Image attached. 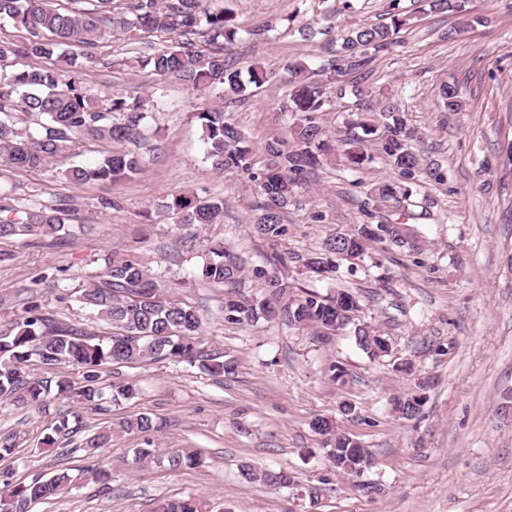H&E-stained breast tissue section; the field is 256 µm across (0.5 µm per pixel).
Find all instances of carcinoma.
<instances>
[{
  "label": "carcinoma",
  "mask_w": 512,
  "mask_h": 512,
  "mask_svg": "<svg viewBox=\"0 0 512 512\" xmlns=\"http://www.w3.org/2000/svg\"><path fill=\"white\" fill-rule=\"evenodd\" d=\"M213 0H67L64 8H51L47 0H0V16H6L29 33L24 42L0 37V61L11 59L19 67L10 74H0V167L36 169L49 165L60 153L80 143L104 142L114 146L92 166L74 165L66 170L75 184L107 185L128 178L141 170L142 127L153 104L136 91L108 93L98 97L87 95L82 76L96 63L86 52L77 57L69 52L74 46L92 47L110 35L140 33L178 36L177 44L165 45L137 60L159 77L175 78L189 88L205 92L220 90L223 97L242 96L249 87L259 88L276 78L274 69L260 63L240 70L224 57L244 31L233 11L213 7ZM436 11H454L458 19L454 32L470 27V19L461 0H429ZM389 22L356 25L340 35V46L334 55L316 68L305 61H287L288 94L281 111L296 117L293 132L297 149L288 151L278 139L264 146V165L254 172L253 147L244 134L226 117L221 108H207L195 113L206 145V160L215 172H241L257 182L262 202L250 224L253 234L270 242L288 235L284 216L294 200V187L308 170L320 164L332 148L318 114L347 94L345 82L338 79L341 69L364 70L371 62L369 52L394 43V35L409 27L414 16L400 8V0H389ZM198 35L214 46L212 52L197 49L191 36ZM58 60L55 68L34 64L40 59ZM357 97L352 126L363 136L351 138L343 150L345 166L355 169L369 161L367 144L377 147L399 171L398 182H376L371 185L363 212L385 208L403 210L402 216L413 219L405 211L411 192L410 184L430 178L441 180L444 174L437 163H426L416 150L417 134L400 109L388 99L379 110L369 107L373 90H355ZM439 103L445 112H458L466 102L454 83L439 87ZM176 224H214L224 216V201L194 195H179L165 205ZM65 209L43 207L38 210L17 209L0 205V238L29 235L59 238L68 232ZM371 241H404L398 229L390 224H362L346 233L326 239L320 249L302 258L303 266L319 276L336 272L335 258L362 259ZM197 276L208 284L234 285L246 277L241 257L222 242L205 246V259ZM251 278L265 290L264 299H232L225 303L224 317L231 323H251L276 318L291 327H316L326 334L345 329L348 316L356 305L354 297L338 291L333 297L311 291L293 295L288 279L263 267L251 270ZM164 284L134 254L104 258V266L80 298L94 318L108 322L119 332L106 341L56 328L49 324L41 306L33 301L23 310L15 326L0 333V405L40 409L49 399H65L77 410H98L105 400L100 386L101 371L109 364H146L162 360L200 362V367L216 376L224 375L231 366L217 356H209L200 348L201 318L191 306L165 299ZM356 341L369 355L378 357L382 335L368 327L355 328ZM47 368L58 365L72 367L81 380L73 381L66 373L41 377L31 372L33 363ZM140 394L135 382L112 384L111 400H132ZM423 399L412 392L392 398V409L404 419L416 417ZM337 422L318 418L313 429L327 437L329 457L341 473L358 475L361 468L356 438L336 434ZM125 434H138L143 446L135 449L133 463L153 462L170 470L191 466L197 456L184 448L160 450L152 435V418L133 414L113 424ZM69 434V417L62 416L53 433L44 436L42 444L53 448L62 436ZM112 436L100 433L85 442L82 451L90 460L97 449ZM241 476L249 481H263L287 486L292 478L284 471L258 472L243 467ZM104 486L110 474L98 463L71 472L55 470L50 476H34L27 483L11 487L10 501L0 502L11 512H27L30 504L69 492L77 479ZM153 512H210L206 501L186 499L163 500Z\"/></svg>",
  "instance_id": "1"
}]
</instances>
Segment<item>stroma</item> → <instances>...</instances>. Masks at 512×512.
I'll return each instance as SVG.
<instances>
[{"label":"stroma","instance_id":"stroma-1","mask_svg":"<svg viewBox=\"0 0 512 512\" xmlns=\"http://www.w3.org/2000/svg\"><path fill=\"white\" fill-rule=\"evenodd\" d=\"M416 12L389 49L377 52L353 83L389 90L420 136L416 147L438 163L446 179L414 184L418 246L370 243L364 259H337V272L321 278L300 266L329 236L366 223L362 204L372 183L398 180L380 155L352 170L322 161L298 184L285 220L287 237L270 245L250 229L261 197L246 175L217 173L205 159L195 118L223 104L263 161L267 141L293 146L292 117L280 104L288 93L283 63L317 64L330 55L329 36L303 40L296 31L267 39L242 36L226 53L234 67L255 62L277 69L276 79L240 101L202 98L181 81L160 80L136 58L153 53L161 38L118 35L100 43V65L83 79L92 95L133 89L154 101L148 131L155 158L132 178L108 185H75L64 172L90 164L99 146L66 151L40 169L0 167V203L18 209L62 207L70 235L58 241L0 239V330L11 328L30 295L55 324L108 340L111 325L93 319L79 294L108 255L133 251L164 277L167 297L199 311L205 348L223 353L231 370L213 376L169 360L105 368L114 378L138 381L139 398L83 412L77 430L47 448L42 439L67 411L53 401L41 411L0 409V442L14 450L0 458V474L27 482L36 474L80 468L88 437L119 418L148 414L158 448H184L200 465L176 471L133 465L140 438L117 433L97 455L112 473L108 488L80 483L40 500L28 512H153L164 499L189 495L224 512H512V411L499 405L512 393V0H466L477 22L453 34L452 12ZM248 29L297 15L320 21L323 0H226ZM456 79L467 101L459 112L440 111L437 87ZM194 193L224 201L220 224L175 225L163 206ZM221 241L246 267L284 270L297 291L353 295L352 327L322 338L317 329L277 321L227 322L232 295L263 296L257 282L207 285L192 277L209 241ZM370 327L390 344L372 358L356 341L355 326ZM336 364L340 378L327 376ZM422 389L424 405L407 420L392 410L393 396ZM351 406L341 414L342 406ZM319 416L337 420L366 448L370 464L360 477L338 473L324 436L311 427ZM288 471L294 486L241 476L244 465Z\"/></svg>","mask_w":512,"mask_h":512}]
</instances>
